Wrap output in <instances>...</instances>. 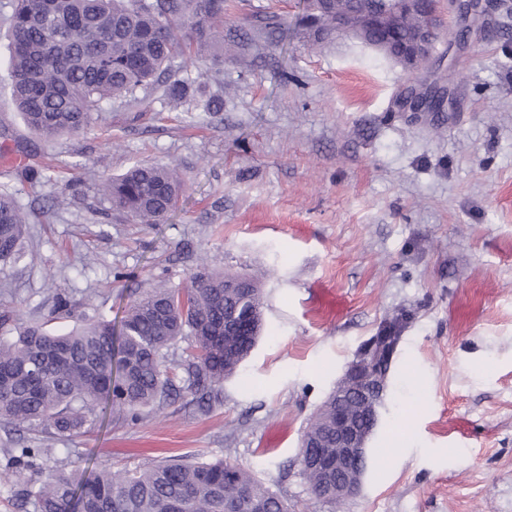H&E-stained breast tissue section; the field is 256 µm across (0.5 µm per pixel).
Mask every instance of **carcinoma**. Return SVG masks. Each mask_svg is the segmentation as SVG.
Instances as JSON below:
<instances>
[{
  "label": "carcinoma",
  "instance_id": "obj_1",
  "mask_svg": "<svg viewBox=\"0 0 512 512\" xmlns=\"http://www.w3.org/2000/svg\"><path fill=\"white\" fill-rule=\"evenodd\" d=\"M392 0H304L294 25L317 38L336 31L343 14L382 15ZM11 32L7 68L13 97L30 130L47 141L84 130L101 105L139 100L164 73L196 58L216 37L224 0H0ZM421 14L393 18L391 40L401 46ZM197 79L176 78L164 89L173 102ZM112 209L136 224H159L176 204L182 182L166 165L137 164L102 182ZM25 217L14 194L0 189V261L21 257ZM262 277L198 272L191 286L153 288L130 303L119 320L103 316L62 334L23 325L15 311L0 310V423L51 429L72 437L94 422L101 402L116 421H136L143 408L161 409L176 390L177 371L203 395H216L237 372L263 326ZM249 313L253 335L232 342L236 358L224 360V320ZM187 344L177 368L169 349ZM17 475L38 466L43 448H6ZM35 512H289L288 501L251 470L230 459L173 460L134 470L98 464L92 476L51 470L25 489Z\"/></svg>",
  "mask_w": 512,
  "mask_h": 512
}]
</instances>
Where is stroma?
I'll return each instance as SVG.
<instances>
[{"label": "stroma", "instance_id": "1", "mask_svg": "<svg viewBox=\"0 0 512 512\" xmlns=\"http://www.w3.org/2000/svg\"><path fill=\"white\" fill-rule=\"evenodd\" d=\"M301 0H224V38L195 72L224 109L147 96L103 103L87 129L46 142L27 129L6 78L0 19V188L27 217L25 259L0 271V304L69 331L121 316L150 288H186L200 265L267 271L264 327L216 399L179 383L162 410L61 437L0 426L4 448L76 454L117 470L231 458L296 512H512V40L440 37L429 74L351 35L319 45L266 17ZM442 112H403L420 81ZM52 165L25 180L10 164ZM185 190L161 224L113 212L93 176L138 163ZM72 315L57 317L58 294ZM399 309L413 320L395 357L359 492L329 504L300 474V437L358 346Z\"/></svg>", "mask_w": 512, "mask_h": 512}]
</instances>
